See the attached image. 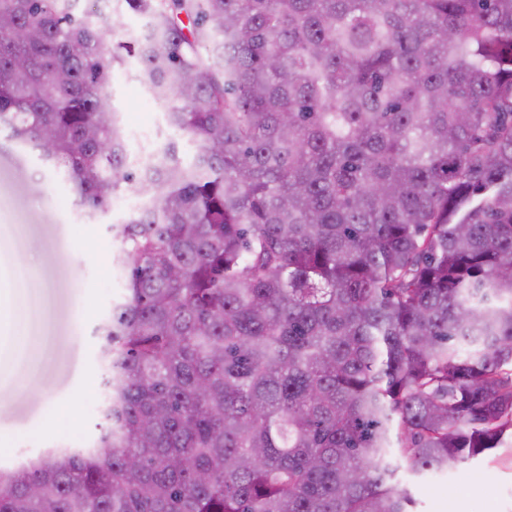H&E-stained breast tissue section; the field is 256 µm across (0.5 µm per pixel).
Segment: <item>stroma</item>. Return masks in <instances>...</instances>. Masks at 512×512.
<instances>
[{
  "label": "stroma",
  "instance_id": "35a3bbf8",
  "mask_svg": "<svg viewBox=\"0 0 512 512\" xmlns=\"http://www.w3.org/2000/svg\"><path fill=\"white\" fill-rule=\"evenodd\" d=\"M139 68L137 57L125 56L109 88L125 126L138 132L128 154L173 139L191 161L192 146L167 128L162 107L136 79ZM132 211L119 194L86 218L62 172L0 136V302L14 309L0 319V434L11 438L1 467L17 462L19 448L74 447L96 434L99 418L86 406L102 394L105 370L93 330L124 292L111 227ZM19 264L25 276L14 275ZM409 489L412 512H512V447L411 480Z\"/></svg>",
  "mask_w": 512,
  "mask_h": 512
}]
</instances>
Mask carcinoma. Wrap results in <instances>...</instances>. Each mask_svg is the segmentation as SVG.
I'll return each mask as SVG.
<instances>
[{"label": "carcinoma", "mask_w": 512, "mask_h": 512, "mask_svg": "<svg viewBox=\"0 0 512 512\" xmlns=\"http://www.w3.org/2000/svg\"><path fill=\"white\" fill-rule=\"evenodd\" d=\"M0 0V131L114 228L86 448L0 512H409L512 436V0ZM174 141L126 161L112 68ZM112 7L118 11H121L125 15V28H119L112 34V40L114 43L127 42L129 39L136 38L143 30L146 24V19L136 13L128 10L127 5L124 2H117L121 0H112Z\"/></svg>", "instance_id": "carcinoma-1"}]
</instances>
